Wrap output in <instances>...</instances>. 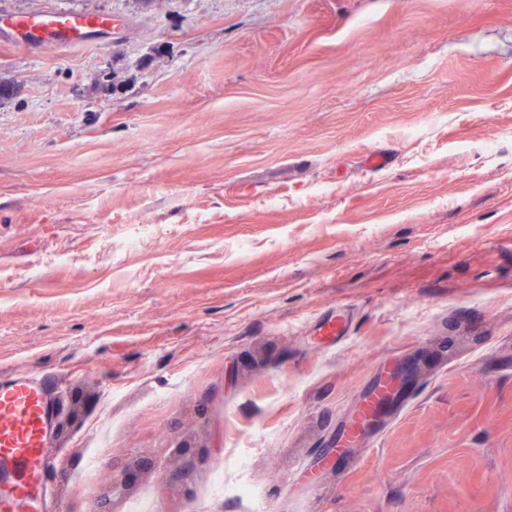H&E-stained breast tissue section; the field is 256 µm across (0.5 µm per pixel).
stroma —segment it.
<instances>
[{
    "label": "stroma",
    "instance_id": "35a3bbf8",
    "mask_svg": "<svg viewBox=\"0 0 512 512\" xmlns=\"http://www.w3.org/2000/svg\"><path fill=\"white\" fill-rule=\"evenodd\" d=\"M51 8L112 19L0 44V368L63 512H512V0H0ZM349 318L347 313L337 312L329 314L322 320L319 331L320 341L326 345L338 344L349 332Z\"/></svg>",
    "mask_w": 512,
    "mask_h": 512
}]
</instances>
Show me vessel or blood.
Here are the masks:
<instances>
[{
  "instance_id": "vessel-or-blood-1",
  "label": "vessel or blood",
  "mask_w": 512,
  "mask_h": 512,
  "mask_svg": "<svg viewBox=\"0 0 512 512\" xmlns=\"http://www.w3.org/2000/svg\"><path fill=\"white\" fill-rule=\"evenodd\" d=\"M108 19L65 8L31 13L0 23V34L37 46L83 45ZM346 312L327 315L322 343L340 342L349 332ZM55 408L40 381L30 375L0 376V461L12 473L0 482V512H36L47 504L43 450L52 439Z\"/></svg>"
}]
</instances>
